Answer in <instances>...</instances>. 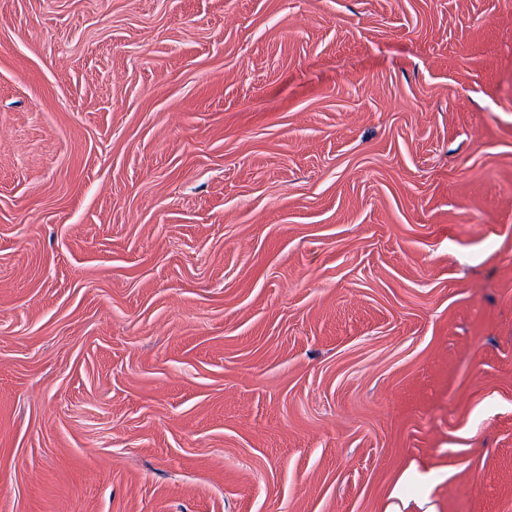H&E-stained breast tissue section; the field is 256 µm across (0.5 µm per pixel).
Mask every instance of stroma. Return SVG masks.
<instances>
[{
  "instance_id": "stroma-1",
  "label": "stroma",
  "mask_w": 512,
  "mask_h": 512,
  "mask_svg": "<svg viewBox=\"0 0 512 512\" xmlns=\"http://www.w3.org/2000/svg\"><path fill=\"white\" fill-rule=\"evenodd\" d=\"M0 512H512V0H0Z\"/></svg>"
}]
</instances>
